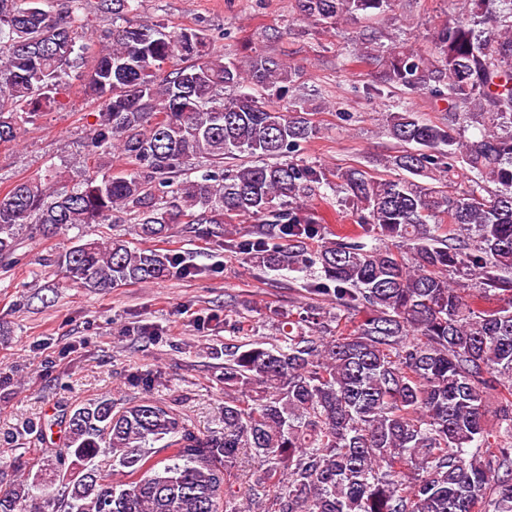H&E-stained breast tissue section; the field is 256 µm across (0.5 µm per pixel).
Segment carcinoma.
I'll list each match as a JSON object with an SVG mask.
<instances>
[{
	"instance_id": "carcinoma-1",
	"label": "carcinoma",
	"mask_w": 512,
	"mask_h": 512,
	"mask_svg": "<svg viewBox=\"0 0 512 512\" xmlns=\"http://www.w3.org/2000/svg\"><path fill=\"white\" fill-rule=\"evenodd\" d=\"M43 2L0 0V144L84 62L80 15ZM394 2L295 0L301 20L324 27ZM456 5L423 48L375 52L367 30L353 47L354 60L375 62L374 93L425 90L447 108L439 122L406 105L386 116L401 150L386 174H336L361 232L332 239L300 205L329 180L294 158L319 133L308 101L287 99L296 67L257 53L244 70L212 55L202 32L137 19L138 0H98L112 46L85 74L99 107L92 167L69 191L49 169L0 193V260L14 259L27 228L52 238L132 220L150 241L176 224L221 237L236 217L264 228L228 247L274 270L319 266L306 293L336 313L308 304L304 316L277 314L269 348L230 337L223 426L208 435L159 400L72 408L48 477L9 461L0 512H37L38 491L55 512H512V0ZM474 115L480 138L452 133ZM114 155L133 170L112 172ZM428 169L438 185L412 180ZM51 263L93 289L194 273L178 254L120 237L79 239ZM472 271L474 289L450 278ZM247 449L261 468L241 503Z\"/></svg>"
}]
</instances>
